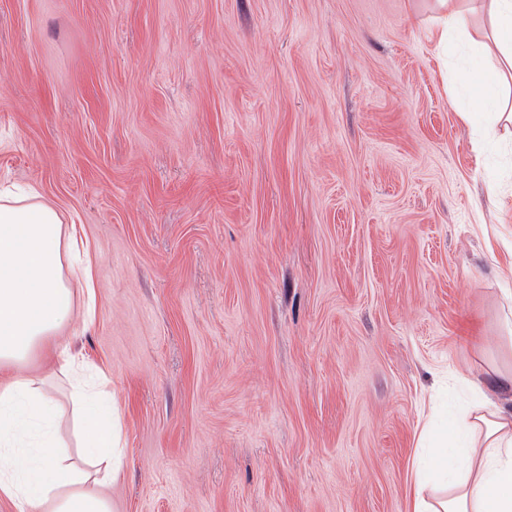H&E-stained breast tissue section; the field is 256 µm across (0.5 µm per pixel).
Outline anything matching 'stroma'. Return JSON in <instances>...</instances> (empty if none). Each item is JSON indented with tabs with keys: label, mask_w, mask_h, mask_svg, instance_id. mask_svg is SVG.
Listing matches in <instances>:
<instances>
[{
	"label": "stroma",
	"mask_w": 512,
	"mask_h": 512,
	"mask_svg": "<svg viewBox=\"0 0 512 512\" xmlns=\"http://www.w3.org/2000/svg\"><path fill=\"white\" fill-rule=\"evenodd\" d=\"M426 0H0V185L81 225L116 512H407L417 438L512 397V153Z\"/></svg>",
	"instance_id": "1"
}]
</instances>
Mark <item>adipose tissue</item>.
Wrapping results in <instances>:
<instances>
[{
	"label": "adipose tissue",
	"mask_w": 512,
	"mask_h": 512,
	"mask_svg": "<svg viewBox=\"0 0 512 512\" xmlns=\"http://www.w3.org/2000/svg\"><path fill=\"white\" fill-rule=\"evenodd\" d=\"M432 39L468 34L465 16L483 15L497 57L493 68L465 67L456 81L467 93L462 116L512 122V0H435ZM78 227L35 189L0 191V497L15 512H115L106 487L122 464V426L102 403L107 383L92 386L88 368L63 343L73 320L66 269L90 278ZM45 352L68 375L69 402L79 417L83 463L59 436L63 413L25 370ZM425 477L407 493L408 512H512V405L485 398L459 425L425 431Z\"/></svg>",
	"instance_id": "ef3b65f1"
}]
</instances>
